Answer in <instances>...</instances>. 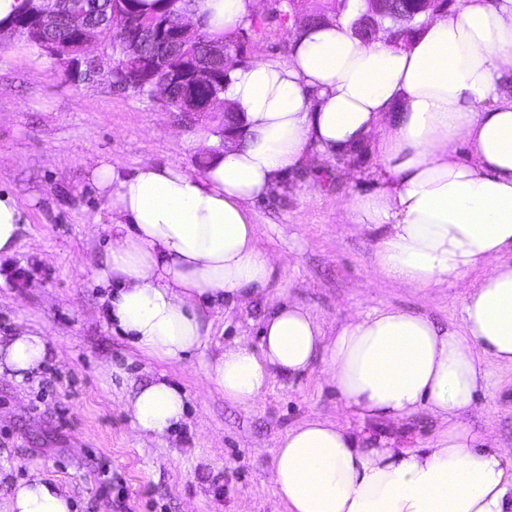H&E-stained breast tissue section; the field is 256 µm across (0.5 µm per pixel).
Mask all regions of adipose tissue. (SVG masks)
Here are the masks:
<instances>
[{"label": "adipose tissue", "mask_w": 512, "mask_h": 512, "mask_svg": "<svg viewBox=\"0 0 512 512\" xmlns=\"http://www.w3.org/2000/svg\"><path fill=\"white\" fill-rule=\"evenodd\" d=\"M257 0H196L212 38L248 24ZM295 31L287 59L233 69L224 99L242 125L204 172L95 161L107 199L108 251L93 270L105 313L143 354L179 362L205 348L203 306L269 293L275 259L256 244L253 206L313 161L363 145L382 169L373 191L347 206L375 241L373 265L401 286L425 289L483 275L462 302V323L384 306L325 335L304 305L266 315L259 346L237 341L206 364L208 383L247 406L274 375L321 361L325 381L362 419L398 422L425 412L441 430L430 448H387L311 417L278 440L270 469L282 512H512V450L475 445L463 420L486 383L482 358L512 365V0H462L416 17L409 40L392 19L363 41L350 21ZM52 346L21 327L0 344V377L38 376ZM186 394L159 378L128 396L132 430L155 440L183 421ZM71 498L38 472L15 482L0 512H72Z\"/></svg>", "instance_id": "adipose-tissue-1"}]
</instances>
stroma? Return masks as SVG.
I'll return each mask as SVG.
<instances>
[{"label":"stroma","instance_id":"35a3bbf8","mask_svg":"<svg viewBox=\"0 0 512 512\" xmlns=\"http://www.w3.org/2000/svg\"><path fill=\"white\" fill-rule=\"evenodd\" d=\"M254 19L256 28L244 30L248 59H287L292 22L270 0ZM58 70L22 40L0 46V189L25 218L18 248L0 257V268L27 272L21 288L0 280V342L23 325L47 329L54 344L38 378L0 379V507L15 479L35 470L68 492L76 512H274L269 470L277 441L311 416L352 426L382 447H432L440 427L429 415L359 421L317 365L299 377H273L248 407L225 401L205 378L225 344L259 345L264 313L284 298L309 307L329 336L349 314L386 305L460 323V288L389 282L373 269V239L347 222V204L369 192L381 169L376 149L310 165L254 205L256 243L280 263L272 292L204 308L206 348L168 363L142 354L103 315L106 290L90 262L106 252L107 202L89 167L100 158L127 170L177 162L201 174L196 141L209 133L210 117L166 110L105 79L64 83ZM483 366L478 401L491 413L464 423L476 442L490 436L512 448V365ZM161 375L186 393V416L171 435L143 440L122 403Z\"/></svg>","mask_w":512,"mask_h":512}]
</instances>
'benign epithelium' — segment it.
<instances>
[{
	"label": "benign epithelium",
	"instance_id": "7a95c632",
	"mask_svg": "<svg viewBox=\"0 0 512 512\" xmlns=\"http://www.w3.org/2000/svg\"><path fill=\"white\" fill-rule=\"evenodd\" d=\"M34 15L28 37L38 38L40 33L62 27L80 35L72 44L67 40L45 43L53 58L64 64V68L75 82H94L100 77H113L112 41L106 28L122 34L119 50L124 58L122 71L123 87L139 95L156 97L170 110L172 103L180 102L182 111L211 114L228 112L219 92L199 100L194 95L195 87L212 81L219 64H210L191 47L204 41L203 24L192 21L184 14L178 20L181 36L170 44L162 25L135 33L129 32L126 12L112 8L103 22H94L90 0H69L66 10L60 11V0H29ZM367 9L356 18L355 29L375 35L382 20L391 16L397 23L410 22L421 13L437 14L447 11L448 0H401L402 7L393 6V0H366ZM150 37L164 44L166 52L148 54L143 49V40Z\"/></svg>",
	"mask_w": 512,
	"mask_h": 512
}]
</instances>
